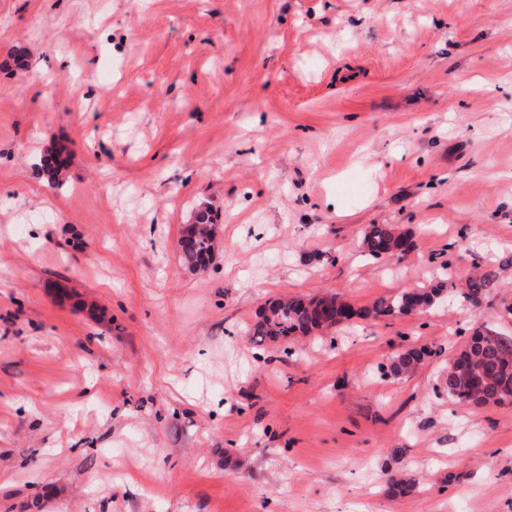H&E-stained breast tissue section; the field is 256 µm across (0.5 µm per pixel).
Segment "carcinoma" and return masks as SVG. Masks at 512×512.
<instances>
[{
  "instance_id": "obj_1",
  "label": "carcinoma",
  "mask_w": 512,
  "mask_h": 512,
  "mask_svg": "<svg viewBox=\"0 0 512 512\" xmlns=\"http://www.w3.org/2000/svg\"><path fill=\"white\" fill-rule=\"evenodd\" d=\"M63 161L57 153L43 158L42 170L48 180L59 182ZM183 260L194 269L209 265L214 250V222L207 207L197 210L189 230L179 240ZM362 255L372 260L388 256L391 248L405 254L411 244L409 237L398 233L388 224H372L363 235ZM489 279L485 273L473 276L461 292L470 305L477 307L485 296ZM440 288L406 289L396 295L378 299L372 308L356 310L336 294H322L307 300L292 298L270 303L267 309L248 328L249 335L261 341L286 344L300 336L324 332L348 324L356 318H382L396 314L407 315L430 309ZM461 354L468 360L465 372L455 363L448 365V396L461 406L487 407L512 404V341L490 332L475 329ZM423 359L415 348L403 350L393 362V372L414 371Z\"/></svg>"
}]
</instances>
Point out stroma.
<instances>
[{"instance_id":"obj_1","label":"stroma","mask_w":512,"mask_h":512,"mask_svg":"<svg viewBox=\"0 0 512 512\" xmlns=\"http://www.w3.org/2000/svg\"><path fill=\"white\" fill-rule=\"evenodd\" d=\"M444 261L480 310L246 334ZM480 326L512 340V0H0V512H512V405L437 389ZM214 226L209 207L197 210L189 230L179 240L182 258L188 266L201 269L209 265L215 250ZM409 237L403 233H397L396 230L388 224H372L368 231L363 235L360 247L362 255L372 260H379L387 258L388 253L391 252V245L393 248H400V255L405 254L411 247V242L408 243ZM489 284V279L485 273L476 274L466 284L460 295L470 305L478 307L485 296V287Z\"/></svg>"}]
</instances>
